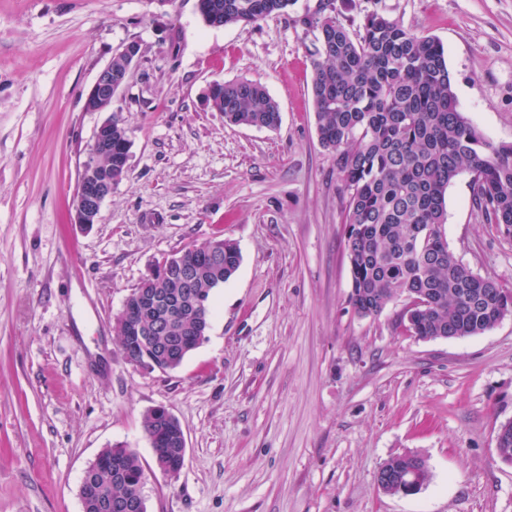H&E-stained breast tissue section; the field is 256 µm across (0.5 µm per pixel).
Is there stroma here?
<instances>
[{"mask_svg": "<svg viewBox=\"0 0 512 512\" xmlns=\"http://www.w3.org/2000/svg\"><path fill=\"white\" fill-rule=\"evenodd\" d=\"M296 0L210 27L197 0H0V512H82L88 464L137 449L147 512H512V317L465 338L362 317L348 298L341 182L318 141L313 30ZM444 46L458 108L512 142V0H337ZM140 54L112 103L131 142L96 224H74L79 165L109 113L87 90L113 53ZM261 83L278 129L234 126L210 84ZM448 248L512 286V241L479 223L467 175L448 187ZM241 252L211 292L205 341L177 369L134 368L115 321L161 257L216 234ZM166 407L187 441L174 476L142 428ZM424 456L414 495L376 485L391 456Z\"/></svg>", "mask_w": 512, "mask_h": 512, "instance_id": "1", "label": "stroma"}]
</instances>
